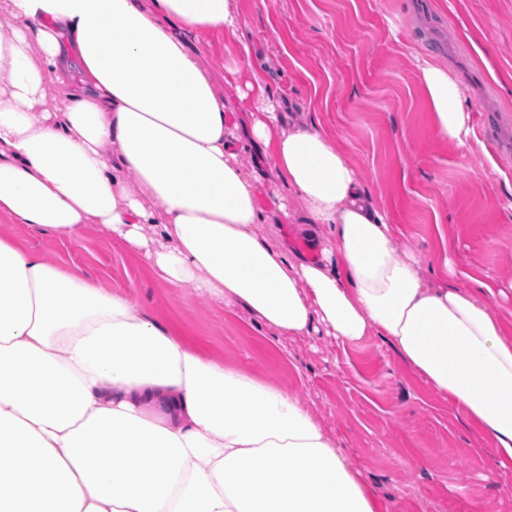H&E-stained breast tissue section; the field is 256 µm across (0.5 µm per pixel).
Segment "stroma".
Here are the masks:
<instances>
[{"label":"stroma","mask_w":512,"mask_h":512,"mask_svg":"<svg viewBox=\"0 0 512 512\" xmlns=\"http://www.w3.org/2000/svg\"><path fill=\"white\" fill-rule=\"evenodd\" d=\"M251 63L290 119L332 133L374 205L430 278L501 290L512 327V0H239ZM446 66L469 104L478 148L440 139L416 57ZM0 237L124 290L225 364L293 392L349 449L391 512H512V470L491 443L374 336L325 332L271 345L242 307L156 280L137 255L87 225L75 241L0 219Z\"/></svg>","instance_id":"1"}]
</instances>
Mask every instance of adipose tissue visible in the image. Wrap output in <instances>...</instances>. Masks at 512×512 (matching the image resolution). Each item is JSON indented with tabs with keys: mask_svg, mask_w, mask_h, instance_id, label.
Returning a JSON list of instances; mask_svg holds the SVG:
<instances>
[{
	"mask_svg": "<svg viewBox=\"0 0 512 512\" xmlns=\"http://www.w3.org/2000/svg\"><path fill=\"white\" fill-rule=\"evenodd\" d=\"M1 10L15 22L0 25V217L69 240L99 225L159 281L244 307L272 337H382L512 468V336L495 292L437 283L397 252L336 138L287 127L260 71L226 68L244 91L225 103L197 44L220 33L250 58L237 0ZM417 67L436 134L471 149L461 87ZM257 144L273 183L239 162ZM282 215L316 258L258 234ZM0 512L388 510L291 391L0 238Z\"/></svg>",
	"mask_w": 512,
	"mask_h": 512,
	"instance_id": "ef3b65f1",
	"label": "adipose tissue"
}]
</instances>
